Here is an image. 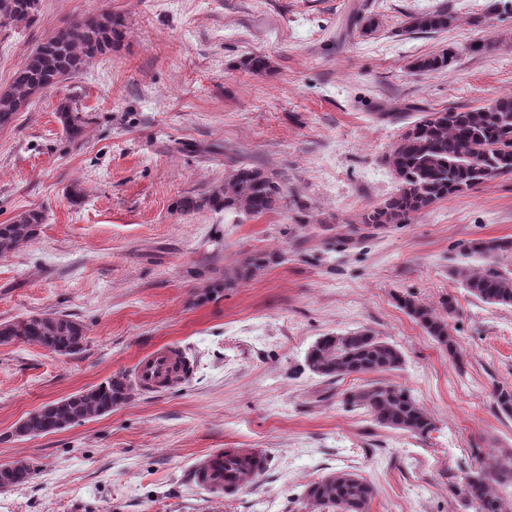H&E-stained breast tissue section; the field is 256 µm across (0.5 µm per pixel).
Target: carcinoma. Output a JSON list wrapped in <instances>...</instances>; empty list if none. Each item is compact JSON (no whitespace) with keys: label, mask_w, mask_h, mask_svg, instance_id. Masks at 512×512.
Segmentation results:
<instances>
[{"label":"carcinoma","mask_w":512,"mask_h":512,"mask_svg":"<svg viewBox=\"0 0 512 512\" xmlns=\"http://www.w3.org/2000/svg\"><path fill=\"white\" fill-rule=\"evenodd\" d=\"M39 0H0V21L30 25ZM455 16L443 4L410 17V29L420 33L447 30ZM124 20L110 12L66 24L47 37L13 74L9 89L0 93V128L15 116L38 91L75 77L96 58L112 52L123 38ZM445 52L419 58L415 68L439 72L448 68ZM58 120L71 138L84 130L85 118L70 103L58 109ZM387 162L397 190L366 211L364 224H406L434 203L471 191L502 176L512 175V96L475 108L429 112L400 135ZM208 207L240 223L288 208L296 211L295 222L308 223L307 206L288 191V185L264 170L241 164L204 198L183 197L177 212ZM46 218L43 211L20 212L9 224H0V257L33 241ZM512 252L508 238L472 241L463 249L464 261L453 270L459 283L482 302L512 306V272L499 267V257ZM281 256L255 252L246 257L236 276L224 279L230 288L239 279L279 263ZM399 307L448 353L456 342L448 322L433 308L411 296H398ZM39 346L61 356L80 354L86 343L84 326L68 314L53 312L19 318L0 324V344L15 340ZM401 352L369 329L344 335H325L309 348L305 365L314 375L344 380L353 375L386 373L399 369ZM131 386L123 375L111 376L97 386L46 404L30 413L16 427L20 436H37L63 430L103 416L129 399ZM345 402L366 411L383 428L426 437L436 429L434 420L407 389L391 382L373 381L347 393ZM497 410L512 416V390L494 393ZM31 465L22 460L0 465V488L22 485L32 477ZM512 481V461L495 462L466 474L451 493L477 506L478 512H506L500 489ZM374 488L359 475L338 471L308 485L306 499L335 512H369Z\"/></svg>","instance_id":"carcinoma-1"}]
</instances>
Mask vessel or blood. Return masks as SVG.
I'll return each instance as SVG.
<instances>
[{
    "label": "vessel or blood",
    "instance_id": "obj_1",
    "mask_svg": "<svg viewBox=\"0 0 512 512\" xmlns=\"http://www.w3.org/2000/svg\"><path fill=\"white\" fill-rule=\"evenodd\" d=\"M179 352L176 347L169 346L145 353L137 361L136 382L138 387L148 391L164 389L173 380L172 365ZM240 458L249 464L248 474H240L227 463V451L223 448H212L198 456L193 465L194 478L212 499L220 500L224 496L241 492L249 485L250 477L263 474L266 468V457L258 449L240 451Z\"/></svg>",
    "mask_w": 512,
    "mask_h": 512
}]
</instances>
